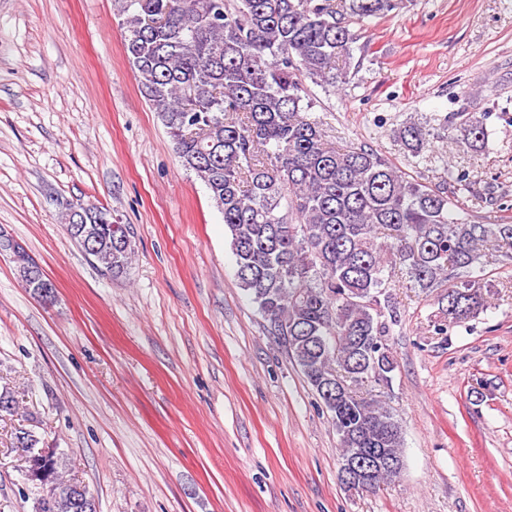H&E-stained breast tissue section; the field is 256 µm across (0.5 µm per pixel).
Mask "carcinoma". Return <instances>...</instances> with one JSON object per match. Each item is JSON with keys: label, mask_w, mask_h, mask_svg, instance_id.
<instances>
[{"label": "carcinoma", "mask_w": 512, "mask_h": 512, "mask_svg": "<svg viewBox=\"0 0 512 512\" xmlns=\"http://www.w3.org/2000/svg\"><path fill=\"white\" fill-rule=\"evenodd\" d=\"M125 50L151 109L167 128L182 166L194 173L224 216L239 286L270 322L339 436L342 457L379 448L403 464L402 429L393 414L356 386L365 378L392 385L397 359L388 343L397 312V275L424 293L441 290L431 320L437 331L476 316L487 288L473 273L512 252V224H481L465 207L469 173L446 164L448 180H411L365 146H334L303 79L322 87L346 81L340 63L358 38L350 24L379 18L399 0H114ZM155 24L150 25L147 19ZM448 135L475 149L488 139L476 112L448 117ZM412 156L435 136L409 120L394 130ZM77 222L99 229L87 251L69 216L66 230L109 276L124 273L134 253L127 226L79 204ZM40 439L15 433L28 452ZM34 477L53 480L50 510L96 512L86 487L65 483L64 456L35 458ZM393 480L371 468L375 492Z\"/></svg>", "instance_id": "obj_1"}]
</instances>
